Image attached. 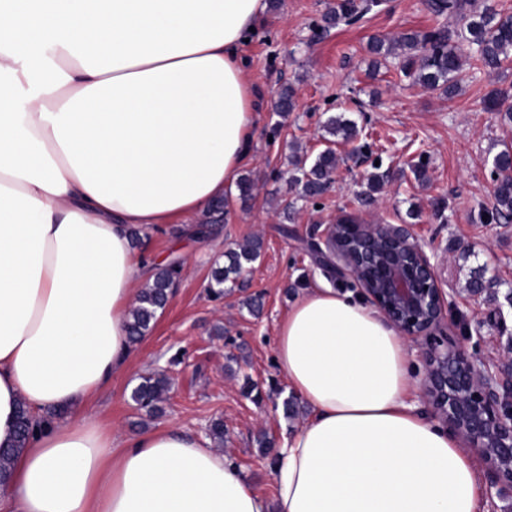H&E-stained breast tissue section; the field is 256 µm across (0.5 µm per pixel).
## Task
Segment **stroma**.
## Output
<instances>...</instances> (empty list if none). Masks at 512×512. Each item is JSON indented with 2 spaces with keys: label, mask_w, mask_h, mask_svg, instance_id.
Segmentation results:
<instances>
[{
  "label": "stroma",
  "mask_w": 512,
  "mask_h": 512,
  "mask_svg": "<svg viewBox=\"0 0 512 512\" xmlns=\"http://www.w3.org/2000/svg\"><path fill=\"white\" fill-rule=\"evenodd\" d=\"M264 22L241 49L244 68L259 93L254 161L243 173L254 188L247 198L231 193L223 220L211 223L209 238L191 239L163 226L135 240L136 251L152 264L173 259L181 265L170 302L146 337L132 346L126 371L86 404L95 422L133 435L146 429L177 427L207 439L214 418L224 422V453L233 457L250 487L266 496L275 488L273 460L260 442L277 448L308 418L305 404L284 416V400L294 392L276 363V327L288 304L312 287L337 292L360 289L332 280L307 251L310 238L340 217L364 224H399L430 244L438 255L444 288L478 341L467 344L479 357L496 356L512 336V222L486 221L479 213L493 206L492 159L512 128L487 110L484 100L512 87V62L496 72L476 69L468 44L457 77L459 91L423 88L404 76L390 57L371 72L370 37L391 40L435 24L425 0H384L352 25L314 37L312 24L336 0H272ZM294 91L296 108L274 112L282 88ZM356 120L355 141L336 142L339 159L333 182L316 199H299L289 184L295 160L313 162L328 146L323 124L329 116ZM384 174L372 202H365L366 179ZM262 241L260 257L246 269L241 287L219 298L207 292L214 262L244 239ZM482 272L489 288L471 297L467 283ZM261 296L260 315L247 298ZM165 370L171 387L162 411L148 416L129 395L139 378Z\"/></svg>",
  "instance_id": "obj_1"
}]
</instances>
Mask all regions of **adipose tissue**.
<instances>
[{
  "mask_svg": "<svg viewBox=\"0 0 512 512\" xmlns=\"http://www.w3.org/2000/svg\"><path fill=\"white\" fill-rule=\"evenodd\" d=\"M265 0H0V447L35 428L5 512H478L471 453L407 401L410 352L375 309L321 285L276 328L310 410L274 498L174 428L115 435L83 412L127 367L153 267L130 232L200 214L254 159L240 49Z\"/></svg>",
  "mask_w": 512,
  "mask_h": 512,
  "instance_id": "ef3b65f1",
  "label": "adipose tissue"
}]
</instances>
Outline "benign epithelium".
<instances>
[{"label":"benign epithelium","instance_id":"obj_1","mask_svg":"<svg viewBox=\"0 0 512 512\" xmlns=\"http://www.w3.org/2000/svg\"><path fill=\"white\" fill-rule=\"evenodd\" d=\"M425 247L400 225L339 220L309 244L317 266L332 278L353 279L401 335L462 338L425 350L423 398L434 417L480 457L501 497L512 492V360L468 352L463 341L471 339L469 325L454 314L438 264Z\"/></svg>","mask_w":512,"mask_h":512}]
</instances>
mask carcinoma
<instances>
[{
	"instance_id": "obj_1",
	"label": "carcinoma",
	"mask_w": 512,
	"mask_h": 512,
	"mask_svg": "<svg viewBox=\"0 0 512 512\" xmlns=\"http://www.w3.org/2000/svg\"><path fill=\"white\" fill-rule=\"evenodd\" d=\"M433 16L456 18L460 28L445 25L427 32H407L385 42L374 38L370 52L376 56L401 57L403 71L414 77L428 89H443L448 96L457 90V75L461 68L459 43L466 42L474 50L476 65L494 70L512 58V14L499 9L493 0H427ZM380 6V0H336V4L323 15L322 24L314 25L316 34L342 22L350 23L363 14ZM494 112L503 113V120L512 123V89H497L487 101ZM294 92L284 88L278 93L275 111L286 114L294 110ZM324 129L333 137L352 141L358 135L357 123L341 115L331 116ZM338 159L335 151L327 148L317 156L310 167L298 160L289 182L299 189V197L309 200L323 194L331 183ZM494 207L491 218L512 220V145H504L493 158ZM262 248L258 239H248L237 247L224 252L225 262L214 264L207 284L208 291L216 297L224 295L226 283H237L244 265L257 259ZM179 270L170 264L154 274L151 284L142 288L135 306L130 312L129 342H139L153 327L176 285ZM169 389L168 378L162 372L140 377L130 393L131 401L148 415L161 411L159 403L165 400ZM33 431L32 416L27 406L19 407L16 419V444L12 448H0V481L7 479L13 456L25 447Z\"/></svg>"
}]
</instances>
